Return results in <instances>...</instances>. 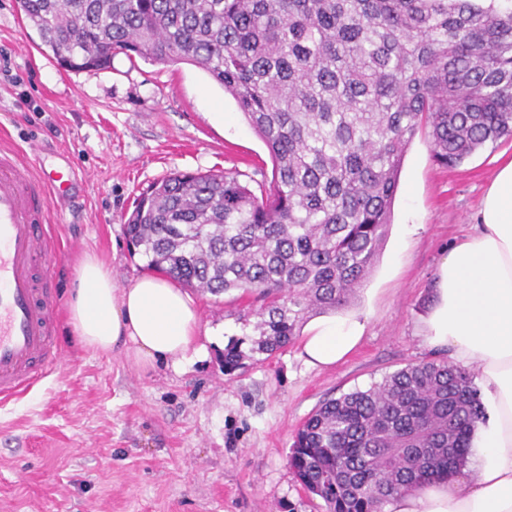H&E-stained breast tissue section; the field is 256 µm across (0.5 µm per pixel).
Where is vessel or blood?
Returning <instances> with one entry per match:
<instances>
[{
	"label": "vessel or blood",
	"instance_id": "obj_1",
	"mask_svg": "<svg viewBox=\"0 0 512 512\" xmlns=\"http://www.w3.org/2000/svg\"><path fill=\"white\" fill-rule=\"evenodd\" d=\"M79 181L71 163L47 172L12 150L0 151L1 398L22 394L61 364L48 224Z\"/></svg>",
	"mask_w": 512,
	"mask_h": 512
}]
</instances>
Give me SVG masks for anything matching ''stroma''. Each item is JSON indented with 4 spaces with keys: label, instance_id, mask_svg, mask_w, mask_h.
<instances>
[{
    "label": "stroma",
    "instance_id": "obj_1",
    "mask_svg": "<svg viewBox=\"0 0 512 512\" xmlns=\"http://www.w3.org/2000/svg\"><path fill=\"white\" fill-rule=\"evenodd\" d=\"M19 0H0V138L37 143L46 169L70 153L87 179L50 253L61 300L82 255H97L116 286L148 269L124 224L138 195L179 171L238 174L267 188L273 164L235 99L201 69L116 55L110 69L72 72L43 54ZM512 137L448 169L427 133L409 145L378 261L352 306L369 313L362 344L343 362L305 365L298 343L224 373V348L252 338V301L194 292L200 334L181 368L142 370L121 349L96 353L60 317L63 366L0 403V512H323L288 467L293 438L331 397L365 390L410 363L435 359L419 337L438 267L474 232L481 198Z\"/></svg>",
    "mask_w": 512,
    "mask_h": 512
}]
</instances>
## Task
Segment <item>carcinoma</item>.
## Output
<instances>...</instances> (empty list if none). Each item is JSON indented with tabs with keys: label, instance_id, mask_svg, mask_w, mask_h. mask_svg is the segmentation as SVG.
Masks as SVG:
<instances>
[{
	"label": "carcinoma",
	"instance_id": "obj_1",
	"mask_svg": "<svg viewBox=\"0 0 512 512\" xmlns=\"http://www.w3.org/2000/svg\"><path fill=\"white\" fill-rule=\"evenodd\" d=\"M70 71L123 53L190 64L235 99L273 161L255 195L233 173L176 172L125 222L131 249L186 288L261 302L224 372L272 356L372 271L408 145L448 168L512 136V0H20ZM249 344L243 349V344ZM485 407L474 372L412 363L322 403L288 465L326 512H382L465 466Z\"/></svg>",
	"mask_w": 512,
	"mask_h": 512
}]
</instances>
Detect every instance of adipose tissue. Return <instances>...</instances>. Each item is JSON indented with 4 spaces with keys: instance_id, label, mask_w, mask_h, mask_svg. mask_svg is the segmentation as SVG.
Instances as JSON below:
<instances>
[{
    "instance_id": "adipose-tissue-1",
    "label": "adipose tissue",
    "mask_w": 512,
    "mask_h": 512,
    "mask_svg": "<svg viewBox=\"0 0 512 512\" xmlns=\"http://www.w3.org/2000/svg\"><path fill=\"white\" fill-rule=\"evenodd\" d=\"M368 319L359 310L312 319L302 330L301 357L314 369L336 365L361 343ZM69 323L87 348H122L141 368L178 367L200 313L193 296L166 277L146 273L120 288L88 255L70 292ZM420 336L454 364L477 368L488 416L477 428L468 476L429 481L384 512H512V160L493 177L475 232L443 258Z\"/></svg>"
}]
</instances>
